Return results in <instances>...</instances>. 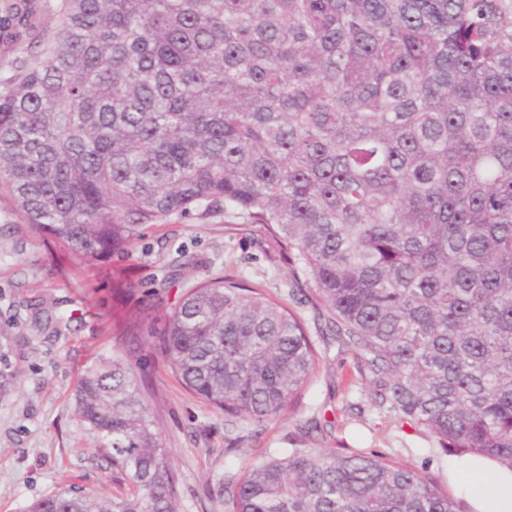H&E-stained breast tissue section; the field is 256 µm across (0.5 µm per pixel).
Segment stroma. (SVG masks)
<instances>
[{
  "mask_svg": "<svg viewBox=\"0 0 512 512\" xmlns=\"http://www.w3.org/2000/svg\"><path fill=\"white\" fill-rule=\"evenodd\" d=\"M116 269L130 284L121 295L112 288ZM220 273L284 299L305 320L320 358L293 412L244 426L246 439L231 452L223 412L189 393L143 338L136 379L172 456L179 512H224L206 497L209 481L238 475L281 448H366L426 469L446 486L448 457L435 437L374 404L353 352L327 332L322 305L296 284L281 247L255 226L191 213L147 229L129 255L82 262L26 224L0 190V334L14 340L9 359L17 374L10 393L0 396V512H24L68 480L111 496L115 486L97 460L98 439L75 414L77 382L100 358L124 353L112 329L116 308L159 299L175 305L185 289ZM165 276L171 285L162 293ZM351 404L360 414H348Z\"/></svg>",
  "mask_w": 512,
  "mask_h": 512,
  "instance_id": "35a3bbf8",
  "label": "stroma"
}]
</instances>
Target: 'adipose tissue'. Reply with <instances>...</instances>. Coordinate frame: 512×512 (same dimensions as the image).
I'll list each match as a JSON object with an SVG mask.
<instances>
[{"instance_id": "adipose-tissue-1", "label": "adipose tissue", "mask_w": 512, "mask_h": 512, "mask_svg": "<svg viewBox=\"0 0 512 512\" xmlns=\"http://www.w3.org/2000/svg\"><path fill=\"white\" fill-rule=\"evenodd\" d=\"M448 482L467 502L470 512H512V471L492 460L450 458Z\"/></svg>"}]
</instances>
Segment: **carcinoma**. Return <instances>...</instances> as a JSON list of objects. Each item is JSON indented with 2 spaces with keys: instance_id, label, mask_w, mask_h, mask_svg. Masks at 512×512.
I'll use <instances>...</instances> for the list:
<instances>
[{
  "instance_id": "cac0c4a2",
  "label": "carcinoma",
  "mask_w": 512,
  "mask_h": 512,
  "mask_svg": "<svg viewBox=\"0 0 512 512\" xmlns=\"http://www.w3.org/2000/svg\"><path fill=\"white\" fill-rule=\"evenodd\" d=\"M39 51L0 78V188L80 260L232 214L286 243L375 404L442 452L512 471V0H32L0 36ZM185 388L260 425L292 410L304 321L232 275L117 324ZM0 336V395L16 379ZM110 499L68 484L26 512H178L171 455L128 357L78 381ZM210 494L225 512H459L422 469L284 448ZM34 5L40 16L41 24L45 34L53 33L56 26L60 0H33Z\"/></svg>"
}]
</instances>
